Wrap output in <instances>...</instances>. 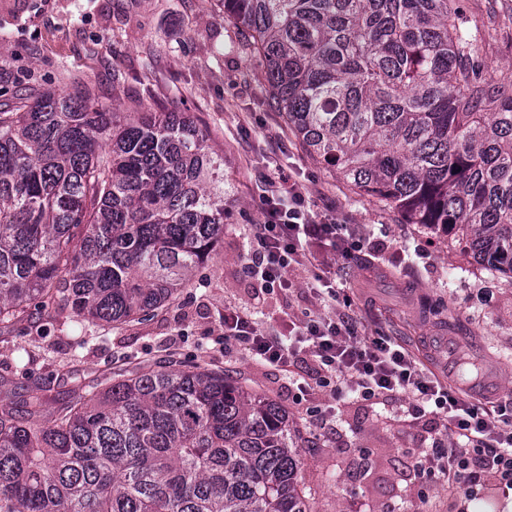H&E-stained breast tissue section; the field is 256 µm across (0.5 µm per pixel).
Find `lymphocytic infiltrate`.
<instances>
[{
    "label": "lymphocytic infiltrate",
    "mask_w": 512,
    "mask_h": 512,
    "mask_svg": "<svg viewBox=\"0 0 512 512\" xmlns=\"http://www.w3.org/2000/svg\"><path fill=\"white\" fill-rule=\"evenodd\" d=\"M305 202L304 187L289 175L268 179L263 221L251 230L247 269L261 291L271 293L290 288L296 267L319 262L316 295L332 314L307 316L289 339L261 330L250 314L228 307L225 346H246L280 369L311 361L316 387L335 397L346 391L365 401L405 396L413 420L448 424L447 433H435L422 451L423 471L473 498L494 484L512 486V398L472 404L397 337L358 335L352 299L340 295L330 276L343 227L330 215L311 212Z\"/></svg>",
    "instance_id": "obj_1"
}]
</instances>
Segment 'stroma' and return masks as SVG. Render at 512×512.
Here are the masks:
<instances>
[{
	"label": "stroma",
	"mask_w": 512,
	"mask_h": 512,
	"mask_svg": "<svg viewBox=\"0 0 512 512\" xmlns=\"http://www.w3.org/2000/svg\"><path fill=\"white\" fill-rule=\"evenodd\" d=\"M480 57L490 78L512 71V32L488 31ZM258 69L225 21L223 0H0V108L82 84L124 112L148 104L193 113L224 155L226 188L224 242L170 306L118 326L49 309L0 342V391L19 400L35 380L52 407L70 398L62 376L72 368L94 377L131 359L154 367L172 358L220 368L287 407L309 437L303 478L313 512H503L506 488L472 501L415 470L427 434L401 401L349 397L334 406L304 369L278 371L246 348L225 349V308L250 310L280 334L321 309L305 288L314 267L293 270L294 288L271 294L259 293L245 271L251 227L263 220L264 180L281 170L308 187L315 212L382 245L371 261L336 258L338 276L358 290L359 335L399 337L452 379L462 363H475L477 384L459 386L464 399L512 394V277L477 270L450 238L404 223L340 182L270 107Z\"/></svg>",
	"instance_id": "stroma-1"
}]
</instances>
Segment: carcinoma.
I'll return each mask as SVG.
<instances>
[{
  "label": "carcinoma",
  "instance_id": "carcinoma-1",
  "mask_svg": "<svg viewBox=\"0 0 512 512\" xmlns=\"http://www.w3.org/2000/svg\"><path fill=\"white\" fill-rule=\"evenodd\" d=\"M307 152L408 224L512 275V97L458 0H224ZM224 241V155L189 112L86 87L0 109V335L50 306L119 325ZM0 401V512H312L288 410L221 369L131 361Z\"/></svg>",
  "mask_w": 512,
  "mask_h": 512
}]
</instances>
